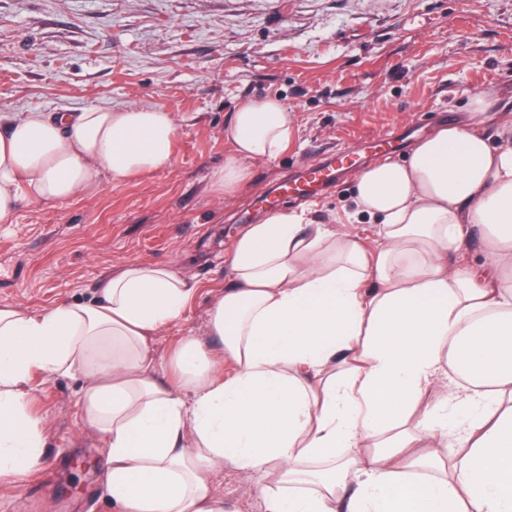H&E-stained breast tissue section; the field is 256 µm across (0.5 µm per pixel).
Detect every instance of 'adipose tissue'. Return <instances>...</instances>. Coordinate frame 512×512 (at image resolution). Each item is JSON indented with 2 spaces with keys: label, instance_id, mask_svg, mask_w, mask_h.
Listing matches in <instances>:
<instances>
[{
  "label": "adipose tissue",
  "instance_id": "adipose-tissue-1",
  "mask_svg": "<svg viewBox=\"0 0 512 512\" xmlns=\"http://www.w3.org/2000/svg\"><path fill=\"white\" fill-rule=\"evenodd\" d=\"M492 94L355 178L353 217L377 246L286 210L234 241V279L209 341L152 347L197 285L136 263L99 297L38 312L0 306V482L41 467L34 375L79 374L81 415L107 454L116 512H228L209 475L259 476L266 512H512V123L487 134ZM276 98L241 104L210 175L234 194L247 162L288 146ZM176 129L158 106L29 111L0 127V224L22 201L63 203L169 169ZM484 258L466 261L473 234ZM233 375H225V363ZM465 376L448 393L449 374Z\"/></svg>",
  "mask_w": 512,
  "mask_h": 512
}]
</instances>
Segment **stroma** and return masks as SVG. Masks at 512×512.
<instances>
[{"label":"stroma","mask_w":512,"mask_h":512,"mask_svg":"<svg viewBox=\"0 0 512 512\" xmlns=\"http://www.w3.org/2000/svg\"><path fill=\"white\" fill-rule=\"evenodd\" d=\"M512 120V0H0V115L150 104L172 112V166L57 203L22 204L0 224V305L41 310L92 296L129 263L194 278L182 320L153 339L169 358L182 337L206 338L212 298L231 282L228 251L265 216L284 180L339 155L331 187L278 202L344 232L365 165L404 159L416 137L460 119L471 95ZM279 98L294 118L287 149L250 161L233 197L211 171L224 125L248 100ZM80 375L34 376L33 412L47 445L39 470L0 483V512H113L105 450L80 418ZM210 486L234 512H265L257 477L227 466Z\"/></svg>","instance_id":"stroma-1"}]
</instances>
